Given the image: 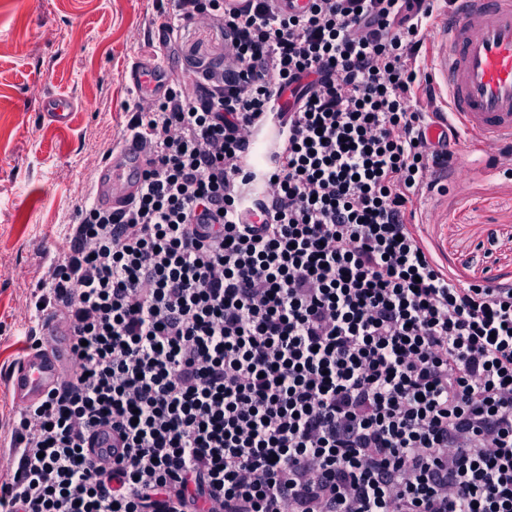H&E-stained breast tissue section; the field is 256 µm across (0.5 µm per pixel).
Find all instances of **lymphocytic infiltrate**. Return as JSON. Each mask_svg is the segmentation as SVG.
Masks as SVG:
<instances>
[{
  "mask_svg": "<svg viewBox=\"0 0 512 512\" xmlns=\"http://www.w3.org/2000/svg\"><path fill=\"white\" fill-rule=\"evenodd\" d=\"M442 10L176 0L169 32L216 21L224 59L134 98L140 194L80 210L32 292L30 348L54 314L72 369L14 409L0 512H512V283L447 271L411 208L456 164L418 62ZM275 141L276 129L272 126L264 127L249 137L248 153L255 172L264 171Z\"/></svg>",
  "mask_w": 512,
  "mask_h": 512,
  "instance_id": "1",
  "label": "lymphocytic infiltrate"
}]
</instances>
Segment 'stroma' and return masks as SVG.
Listing matches in <instances>:
<instances>
[{"label": "stroma", "mask_w": 512, "mask_h": 512, "mask_svg": "<svg viewBox=\"0 0 512 512\" xmlns=\"http://www.w3.org/2000/svg\"><path fill=\"white\" fill-rule=\"evenodd\" d=\"M173 0H0V475L11 471L9 377L26 353L31 288L69 248L104 162L127 130L134 62L153 59L154 30ZM176 65L216 63L224 38L185 24ZM67 100L60 124L44 109ZM463 135L447 194L425 203L430 248L451 272L512 282V178L489 170Z\"/></svg>", "instance_id": "1"}]
</instances>
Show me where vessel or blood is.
<instances>
[{
  "instance_id": "vessel-or-blood-1",
  "label": "vessel or blood",
  "mask_w": 512,
  "mask_h": 512,
  "mask_svg": "<svg viewBox=\"0 0 512 512\" xmlns=\"http://www.w3.org/2000/svg\"><path fill=\"white\" fill-rule=\"evenodd\" d=\"M459 13L446 17L439 33L440 52L434 81L448 94L453 117L487 149L512 147V0H458ZM173 76L167 54L137 63L131 80L137 95L147 99ZM276 130L267 126L249 138L254 170L264 171ZM148 155L139 140L129 138L103 167L95 198L118 206L141 189L140 172ZM66 334L54 331L47 342L29 351L9 378L17 406L37 401L57 388L66 370Z\"/></svg>"
}]
</instances>
